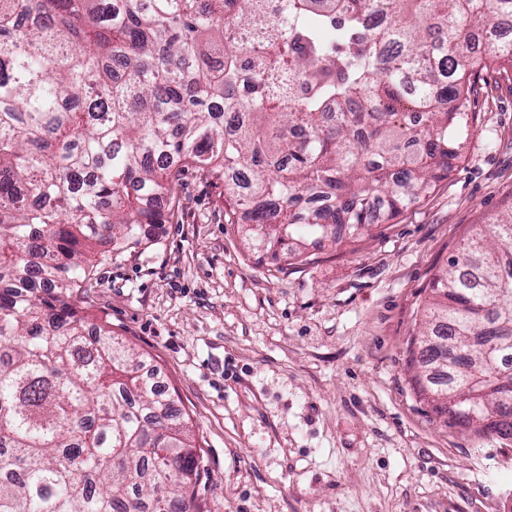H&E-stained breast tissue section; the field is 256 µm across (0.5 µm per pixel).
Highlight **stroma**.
Wrapping results in <instances>:
<instances>
[{
	"label": "stroma",
	"instance_id": "stroma-1",
	"mask_svg": "<svg viewBox=\"0 0 512 512\" xmlns=\"http://www.w3.org/2000/svg\"><path fill=\"white\" fill-rule=\"evenodd\" d=\"M469 110L447 179L309 264L258 249L223 181L187 167L170 221L75 289L187 414L205 512H512V438L437 416L407 368L438 269L512 212V68Z\"/></svg>",
	"mask_w": 512,
	"mask_h": 512
}]
</instances>
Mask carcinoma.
Listing matches in <instances>:
<instances>
[{
    "label": "carcinoma",
    "mask_w": 512,
    "mask_h": 512,
    "mask_svg": "<svg viewBox=\"0 0 512 512\" xmlns=\"http://www.w3.org/2000/svg\"><path fill=\"white\" fill-rule=\"evenodd\" d=\"M512 0H0V512H203L167 391L69 301L135 249L175 178L224 180L247 233L308 245L394 219L462 157L475 34ZM303 128L298 140L292 131ZM417 392L512 405V213L436 279Z\"/></svg>",
    "instance_id": "1"
}]
</instances>
